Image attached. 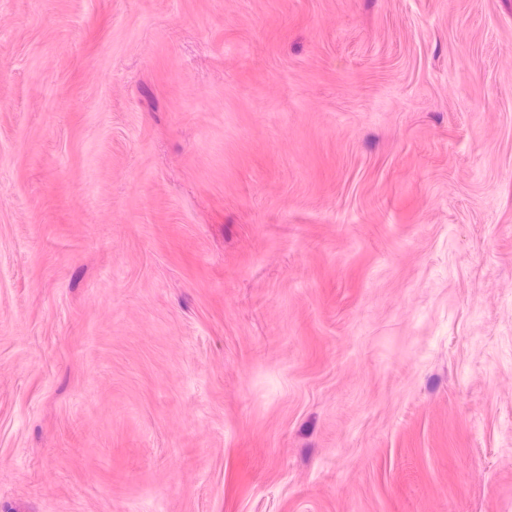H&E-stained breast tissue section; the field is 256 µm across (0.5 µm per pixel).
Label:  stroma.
I'll use <instances>...</instances> for the list:
<instances>
[{"label":"stroma","mask_w":512,"mask_h":512,"mask_svg":"<svg viewBox=\"0 0 512 512\" xmlns=\"http://www.w3.org/2000/svg\"><path fill=\"white\" fill-rule=\"evenodd\" d=\"M0 512H512V0H0Z\"/></svg>","instance_id":"stroma-1"}]
</instances>
